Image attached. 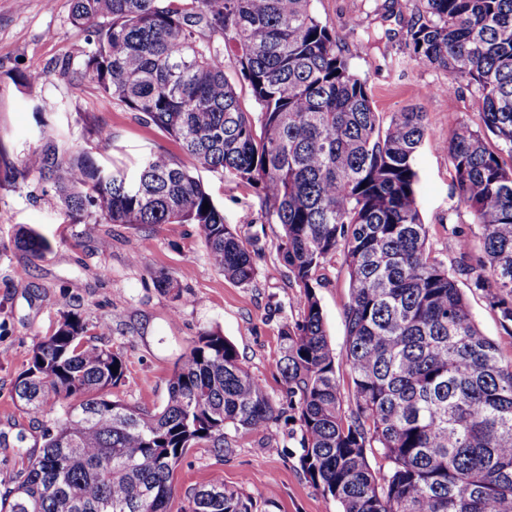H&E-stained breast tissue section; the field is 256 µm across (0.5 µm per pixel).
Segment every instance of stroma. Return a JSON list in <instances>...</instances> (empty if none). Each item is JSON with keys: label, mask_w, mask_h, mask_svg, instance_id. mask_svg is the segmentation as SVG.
Listing matches in <instances>:
<instances>
[{"label": "stroma", "mask_w": 512, "mask_h": 512, "mask_svg": "<svg viewBox=\"0 0 512 512\" xmlns=\"http://www.w3.org/2000/svg\"><path fill=\"white\" fill-rule=\"evenodd\" d=\"M314 8L353 50L352 64L366 79L376 111L418 105L426 112L432 135L416 156L417 202L430 249L454 265V232L473 237L479 227L458 202L443 145L449 118L481 127L478 94L466 88L433 94V87L447 82L446 72L402 61L411 13L407 0H314ZM70 10L71 0H0V168L19 165L41 133L56 131L64 148L95 145L105 158L130 165L159 151L183 158L179 143L139 113L118 102L103 105L97 83L84 75L73 52L77 33ZM356 22L379 35V49L355 53ZM44 101L55 103V111L36 113ZM100 126L111 130V141L96 140ZM198 176L223 209L225 223L259 250L250 284H237L211 265L196 225L74 224L53 195L31 199L33 180L0 183V470H19L22 458L38 455L43 432L53 424L52 415L36 418L17 407L13 384L35 344L54 332L63 313L78 314L90 327L110 323L99 342L127 364L113 396L155 411L165 405L168 380L196 336L217 329L265 385L280 417L263 431L227 429L229 455H217L204 443L191 448L174 473L171 512H183L193 490L215 474L226 487L252 497L258 512H340L339 503L324 497L302 471L299 429L286 416L278 336L300 310L298 290L276 251L282 227L266 215L254 185L205 170ZM24 228L40 233L50 250L35 257L16 249L14 239ZM103 239L108 248L100 247ZM159 272L179 280L182 300L155 286ZM458 286L481 332L503 360H512V334L502 329L482 292L463 275ZM316 292L328 339L344 351L349 280L342 256L326 264Z\"/></svg>", "instance_id": "35a3bbf8"}]
</instances>
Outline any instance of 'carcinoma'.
I'll return each mask as SVG.
<instances>
[{
	"label": "carcinoma",
	"mask_w": 512,
	"mask_h": 512,
	"mask_svg": "<svg viewBox=\"0 0 512 512\" xmlns=\"http://www.w3.org/2000/svg\"><path fill=\"white\" fill-rule=\"evenodd\" d=\"M314 0H71L78 56L103 103H123L181 144L194 169L158 152L134 172L47 135L0 181L33 177L75 223L195 224L212 266L246 285L249 248L225 224L198 169L255 185L282 226L277 244L299 288L300 318L280 332L299 464L341 512H512V363L476 325L457 284L466 275L512 333V0H415L403 54L442 69L438 93L473 89L483 125L448 121L446 151L459 203L479 241L453 232L476 265L450 270L427 245L415 158L430 136L417 106L375 111L352 55ZM232 56L254 107L226 73ZM210 209L203 210V204ZM15 245L49 244L31 229ZM343 253L349 277L347 345L327 339L315 291ZM157 287L182 298L177 280ZM66 313L37 343L14 398L34 415L57 412L40 455L3 485L0 512H171L172 477L206 442L232 452L224 430H265L279 414L266 387L218 330L202 333L175 368L162 410L112 399L122 355ZM118 366L112 372V366ZM354 386L344 409L336 368ZM386 462L372 469L369 456ZM184 512H255L213 476Z\"/></svg>",
	"instance_id": "1"
}]
</instances>
